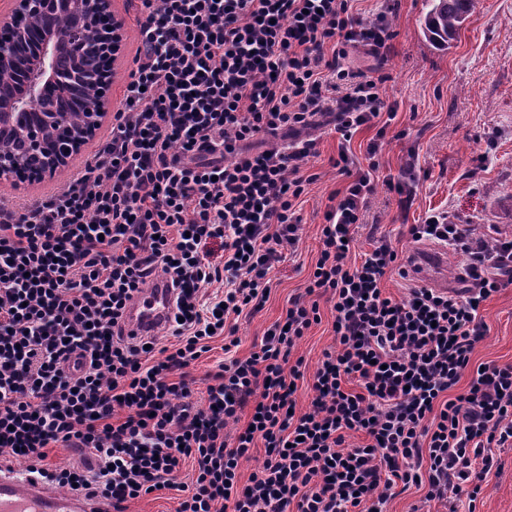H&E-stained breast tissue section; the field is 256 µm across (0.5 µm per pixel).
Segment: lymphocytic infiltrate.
Wrapping results in <instances>:
<instances>
[{
    "label": "lymphocytic infiltrate",
    "instance_id": "f902f5d3",
    "mask_svg": "<svg viewBox=\"0 0 512 512\" xmlns=\"http://www.w3.org/2000/svg\"><path fill=\"white\" fill-rule=\"evenodd\" d=\"M353 2L140 0V46L109 140L50 198L0 202V453L31 458L38 479L116 512L162 489L182 492L177 512H383L414 486L429 501L476 502L493 448L512 441V365H485L463 393L454 388L487 331L483 303L512 286V240L444 212L411 225L413 241L466 256L469 285L454 294L387 295L386 275L405 261L383 238L349 263L397 115L382 97L385 75L347 63L351 49L378 55L394 37L385 16L365 20ZM326 113L347 184L329 198L306 297L249 357H234L236 321L267 302L298 240L299 200L317 179L303 168L316 140L261 152L247 144ZM367 125L377 132L363 164L350 144ZM156 275L176 291L174 342L126 341L128 303ZM213 283L223 295L204 299ZM315 294L332 304L336 348L299 414L303 373L289 356L321 321ZM215 336L229 356L198 402L188 370ZM79 349L87 367L64 373ZM246 409L248 427L227 436ZM259 440L266 458L240 483ZM57 446L102 464L91 474L49 465Z\"/></svg>",
    "mask_w": 512,
    "mask_h": 512
}]
</instances>
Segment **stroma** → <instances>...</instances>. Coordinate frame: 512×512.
I'll return each mask as SVG.
<instances>
[{
	"label": "stroma",
	"instance_id": "obj_1",
	"mask_svg": "<svg viewBox=\"0 0 512 512\" xmlns=\"http://www.w3.org/2000/svg\"><path fill=\"white\" fill-rule=\"evenodd\" d=\"M354 7L369 21L386 14L396 33L384 62L362 49L352 61L364 70L382 67L388 76L382 93L387 103L396 105L397 116L390 126L391 137L377 155L379 172L398 181L404 178L406 165H413L416 195L403 209L396 193L378 186L350 260H360L382 236L407 257L436 250V243H414L407 233L408 225L435 211L448 212L459 224L494 225L512 239V0H477L458 40L445 51L433 48L423 37L425 0H399L392 9L386 0H356ZM112 12L121 20L123 34L106 95L115 108L138 46V28L137 10L128 0H112ZM332 126V115L325 114L308 132L317 140L319 154L307 166L318 179L300 199L299 238L275 274L264 307L239 317L241 343L233 350L235 357H248L264 332L285 317L290 299L303 294L313 271L328 197L344 186L333 166L338 139ZM401 130L405 138L395 139V132ZM98 144V139H89L64 172L50 180L17 186L0 179V198L23 203L51 196L91 159ZM318 303L321 323L312 326L291 352L304 365L296 393L301 411L310 405L312 376L324 352L336 345L331 304L323 296ZM481 315L487 331L475 347L472 365H512V287L485 302ZM494 454L498 466L488 475L482 494L474 506L458 504V512H512V446L495 449Z\"/></svg>",
	"mask_w": 512,
	"mask_h": 512
}]
</instances>
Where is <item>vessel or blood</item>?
Masks as SVG:
<instances>
[{
  "label": "vessel or blood",
  "instance_id": "obj_1",
  "mask_svg": "<svg viewBox=\"0 0 512 512\" xmlns=\"http://www.w3.org/2000/svg\"><path fill=\"white\" fill-rule=\"evenodd\" d=\"M408 274L417 281L436 285L441 281L442 265L437 257L423 256L409 265ZM174 298V290L163 277H152L127 309L125 339L137 342L165 329ZM0 512H112V508L87 493L49 492L39 479L1 463Z\"/></svg>",
  "mask_w": 512,
  "mask_h": 512
}]
</instances>
